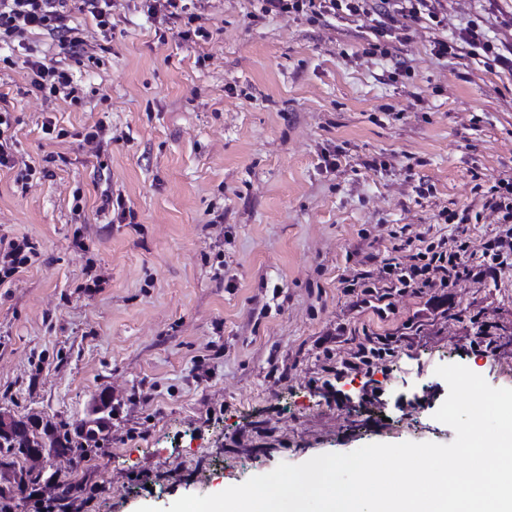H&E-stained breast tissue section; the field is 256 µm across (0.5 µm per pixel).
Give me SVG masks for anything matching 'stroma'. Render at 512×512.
<instances>
[{
	"instance_id": "1",
	"label": "stroma",
	"mask_w": 512,
	"mask_h": 512,
	"mask_svg": "<svg viewBox=\"0 0 512 512\" xmlns=\"http://www.w3.org/2000/svg\"><path fill=\"white\" fill-rule=\"evenodd\" d=\"M447 5V28L370 56L363 17L207 0L193 44L115 0L110 30L75 14L87 56L32 38L75 103L28 94L25 51L0 50V107L40 172L0 169V236L38 251L0 286V411L71 445L19 490L0 465V512L165 508L325 453L448 444L438 366L512 388V264L383 315L343 287L409 262L417 233L456 234L441 212L479 215L477 245L499 231L482 194L512 177V72L431 48L471 20L512 31L482 0ZM377 340L389 353L354 366Z\"/></svg>"
}]
</instances>
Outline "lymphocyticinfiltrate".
<instances>
[{"instance_id": "lymphocytic-infiltrate-1", "label": "lymphocytic infiltrate", "mask_w": 512, "mask_h": 512, "mask_svg": "<svg viewBox=\"0 0 512 512\" xmlns=\"http://www.w3.org/2000/svg\"><path fill=\"white\" fill-rule=\"evenodd\" d=\"M205 0H144L149 14L161 17L164 23L178 29L182 40L207 38L208 33L198 26V11ZM261 16L344 17L364 16L372 19L375 43L370 54L382 49L387 36L409 30L411 24L425 23L442 29L448 25L444 0H257ZM112 0H0V45H18L29 57L28 79L32 93L43 98L63 97L77 100L78 89L65 68L40 57L29 35L40 33L57 42L63 53L79 55L84 46L77 28L72 27L74 14H90L98 27L111 24ZM469 49L472 55L484 57L487 66L512 69V44L487 38L475 22H467L455 32L452 39L434 41L432 53L444 58L458 50ZM485 206L496 213L503 228L492 239L480 245L482 261L467 264L469 243L460 239L448 242L439 238L428 243L424 234H416L407 245L413 250L409 264L386 263L380 271V280L386 290L407 292L428 288H450L462 277L476 280L495 273L498 266L512 259V178L498 179L484 193Z\"/></svg>"}]
</instances>
